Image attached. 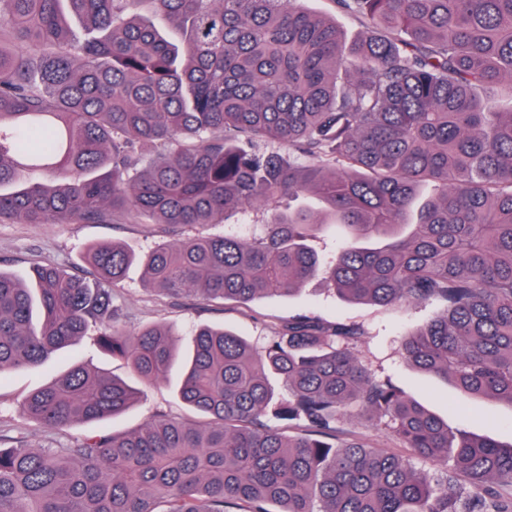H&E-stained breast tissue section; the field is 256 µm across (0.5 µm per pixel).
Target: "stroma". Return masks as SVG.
Listing matches in <instances>:
<instances>
[{
	"mask_svg": "<svg viewBox=\"0 0 512 512\" xmlns=\"http://www.w3.org/2000/svg\"><path fill=\"white\" fill-rule=\"evenodd\" d=\"M200 232L221 235L225 226L172 227L142 224L133 219H122L115 224H20L6 219L0 221V271L22 278L34 263L50 261L82 276L87 271L82 255L95 242L114 241L144 255L160 245ZM115 303L126 328L164 326L174 333L175 344L180 349L189 345L193 331L203 325H224L243 336L257 352L263 351L279 322L294 314H312L330 324L341 321L360 325L365 334L354 345L353 352L373 373L391 377L405 395L452 428L491 437L505 447L512 445L511 404L465 394L452 382L414 368L402 359L401 335L437 316L441 311L438 303L387 307L351 303L328 294L316 281L290 297L259 298L246 304L221 305L195 296L167 298L149 286L138 264L129 269L126 279L116 288ZM74 365L91 367L109 377L126 380L131 377L125 362L98 351L90 335L76 346L53 354L39 366L1 376L0 438L6 445L38 448L46 444L48 430L23 419L19 402L24 395L49 384ZM162 412L174 416L189 413L176 395L175 382L145 388L143 400L125 413L100 423H75L65 429L63 436L73 439L102 429L123 433ZM343 427L369 446L402 456L407 453L396 436L365 413H353L345 419Z\"/></svg>",
	"mask_w": 512,
	"mask_h": 512,
	"instance_id": "obj_1",
	"label": "stroma"
}]
</instances>
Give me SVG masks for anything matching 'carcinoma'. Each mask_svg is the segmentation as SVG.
<instances>
[{
    "label": "carcinoma",
    "mask_w": 512,
    "mask_h": 512,
    "mask_svg": "<svg viewBox=\"0 0 512 512\" xmlns=\"http://www.w3.org/2000/svg\"><path fill=\"white\" fill-rule=\"evenodd\" d=\"M298 0H0V220L223 224L267 207L263 234L193 235L139 256L90 246L80 278L0 271V377L95 333L135 381L73 366L20 412L61 431L136 405L182 370L180 401L139 428L0 448V512H512V446L454 430L353 354L364 330L307 314L263 353L204 327L181 356L127 330L113 290L141 264L158 292L245 304L318 277L349 302L437 301L404 361L512 404V0H333L346 44ZM275 142L277 150L260 147ZM341 244L320 259L327 227ZM276 376L288 397L276 395ZM413 457L342 438L353 410ZM300 430L286 435L270 425ZM278 506L273 511L270 506ZM298 5L333 20L345 35L348 44L354 41L363 29L358 20L336 11L331 0H304L298 2Z\"/></svg>",
    "instance_id": "obj_1"
}]
</instances>
